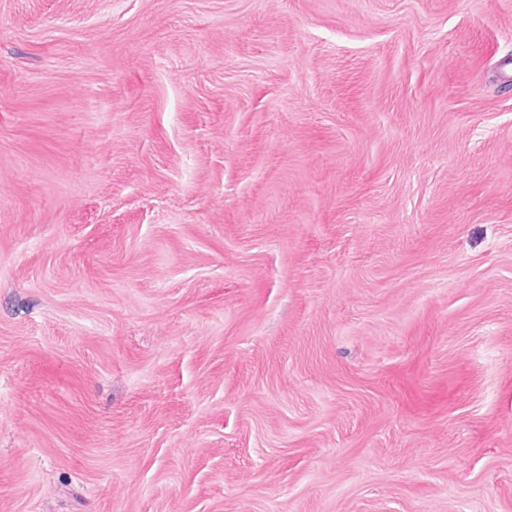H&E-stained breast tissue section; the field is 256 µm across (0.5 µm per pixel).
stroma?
Masks as SVG:
<instances>
[{"instance_id":"35a3bbf8","label":"stroma","mask_w":512,"mask_h":512,"mask_svg":"<svg viewBox=\"0 0 512 512\" xmlns=\"http://www.w3.org/2000/svg\"><path fill=\"white\" fill-rule=\"evenodd\" d=\"M0 512H512V0H0Z\"/></svg>"}]
</instances>
